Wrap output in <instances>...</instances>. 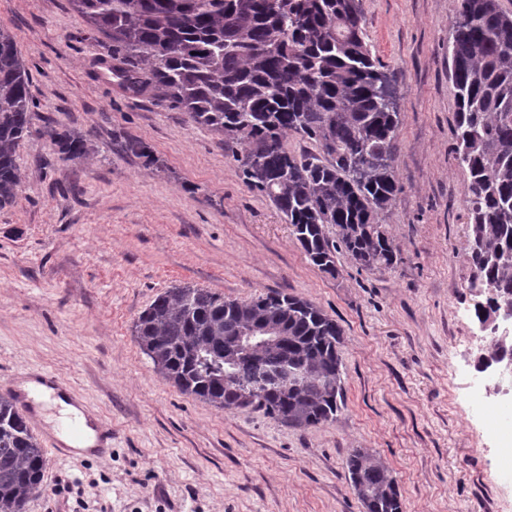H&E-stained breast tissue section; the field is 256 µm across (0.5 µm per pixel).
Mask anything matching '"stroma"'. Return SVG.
<instances>
[{
  "mask_svg": "<svg viewBox=\"0 0 512 512\" xmlns=\"http://www.w3.org/2000/svg\"><path fill=\"white\" fill-rule=\"evenodd\" d=\"M457 0H362L373 58L397 90V191L381 222L397 254L314 267L243 150L149 93L101 79L104 36L70 0H0L29 74L21 182L0 209V394L37 371L64 378L112 425V452L45 450L24 512H364L345 470L366 448L406 512H512L496 443L472 416L478 343L467 288V173L456 159L448 33ZM90 139L67 159L51 132ZM139 140L151 155L120 150ZM190 284L244 301L306 298L343 328L345 404L302 430L220 410L162 380L133 336L139 313Z\"/></svg>",
  "mask_w": 512,
  "mask_h": 512,
  "instance_id": "35a3bbf8",
  "label": "stroma"
}]
</instances>
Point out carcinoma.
<instances>
[{"mask_svg":"<svg viewBox=\"0 0 512 512\" xmlns=\"http://www.w3.org/2000/svg\"><path fill=\"white\" fill-rule=\"evenodd\" d=\"M108 41V72L132 94H153L247 147L245 182L268 197L310 263L334 274L342 249L368 270L396 254L380 215L396 193L398 120L391 80L366 41L361 0H72ZM456 139L467 171L475 316L512 303V15L497 0H457L449 31ZM29 76L0 29V208L19 192L16 148L31 124ZM291 131L318 153L284 147ZM58 152L93 145L53 133ZM277 343L239 348L253 327ZM135 339L155 371L219 409H257L283 424L336 421L344 403L343 330L311 301L269 291L226 300L170 288L137 317ZM301 377L286 378L287 369ZM44 451L13 398L0 396V512H23L39 488ZM345 468L365 512H404L390 472L365 448Z\"/></svg>","mask_w":512,"mask_h":512,"instance_id":"1","label":"carcinoma"}]
</instances>
